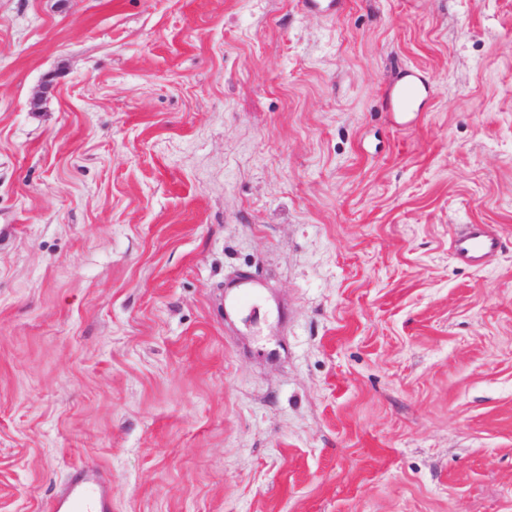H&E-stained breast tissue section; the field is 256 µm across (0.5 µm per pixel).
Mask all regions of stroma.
Wrapping results in <instances>:
<instances>
[{"label": "stroma", "mask_w": 512, "mask_h": 512, "mask_svg": "<svg viewBox=\"0 0 512 512\" xmlns=\"http://www.w3.org/2000/svg\"><path fill=\"white\" fill-rule=\"evenodd\" d=\"M81 463L112 512H512V0H0V512ZM429 86L414 72H408L404 79L396 83L391 92V107L393 112H418L415 107L420 99L428 93ZM500 241L487 224H467L452 240L456 259L469 266L480 267L497 251Z\"/></svg>", "instance_id": "1"}]
</instances>
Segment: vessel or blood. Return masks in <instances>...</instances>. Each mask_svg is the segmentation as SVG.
I'll list each match as a JSON object with an SVG mask.
<instances>
[{
  "label": "vessel or blood",
  "mask_w": 512,
  "mask_h": 512,
  "mask_svg": "<svg viewBox=\"0 0 512 512\" xmlns=\"http://www.w3.org/2000/svg\"><path fill=\"white\" fill-rule=\"evenodd\" d=\"M428 86L415 73H407L391 92L393 111L413 112ZM500 241L484 224H469L452 241L456 259L469 266H482L497 251ZM48 512H112V488L105 467L79 464L69 478L58 485L48 504Z\"/></svg>",
  "instance_id": "b4317fda"
}]
</instances>
